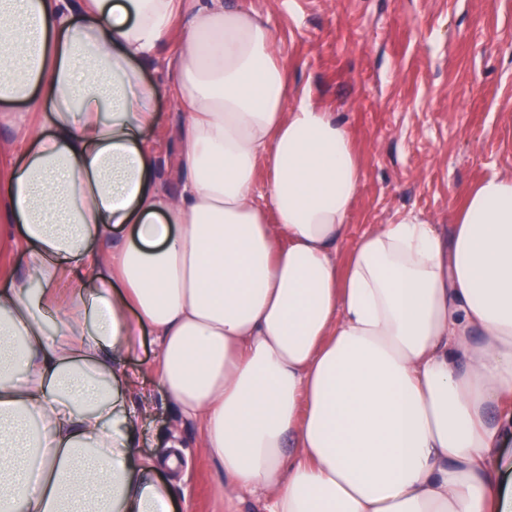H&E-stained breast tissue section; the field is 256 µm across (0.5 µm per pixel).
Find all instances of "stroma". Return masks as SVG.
<instances>
[{
    "mask_svg": "<svg viewBox=\"0 0 512 512\" xmlns=\"http://www.w3.org/2000/svg\"><path fill=\"white\" fill-rule=\"evenodd\" d=\"M265 14L288 95L305 91L350 131L363 176L349 242L377 224L415 213L452 224L480 180L512 175V0H244ZM161 44L145 70L156 84L158 124L148 134L162 168H176L183 116L158 85ZM151 332L127 368L139 381L130 406L146 407L138 453L181 446L182 467L161 472L174 512H224L223 475L199 452L196 422L182 418L156 380Z\"/></svg>",
    "mask_w": 512,
    "mask_h": 512,
    "instance_id": "stroma-1",
    "label": "stroma"
}]
</instances>
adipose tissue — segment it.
I'll return each mask as SVG.
<instances>
[{"label": "adipose tissue", "instance_id": "1", "mask_svg": "<svg viewBox=\"0 0 512 512\" xmlns=\"http://www.w3.org/2000/svg\"><path fill=\"white\" fill-rule=\"evenodd\" d=\"M169 39L173 192L143 75ZM0 121V234L28 254L0 289V512H171L157 471L182 457H138L125 398L147 328L225 506L512 512V175L449 230L409 213L337 263L350 133L287 96L267 17L224 0H0Z\"/></svg>", "mask_w": 512, "mask_h": 512}]
</instances>
